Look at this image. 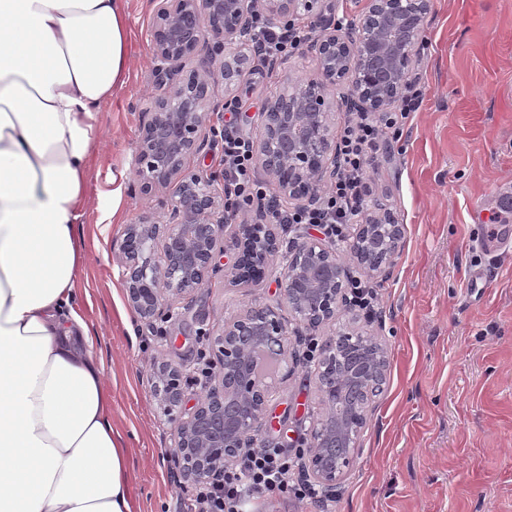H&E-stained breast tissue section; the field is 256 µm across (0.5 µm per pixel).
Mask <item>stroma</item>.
<instances>
[{
  "label": "stroma",
  "instance_id": "1",
  "mask_svg": "<svg viewBox=\"0 0 512 512\" xmlns=\"http://www.w3.org/2000/svg\"><path fill=\"white\" fill-rule=\"evenodd\" d=\"M152 0H126L139 52L125 85L98 115L99 147L81 221L89 255L77 274L80 314L112 392V424L132 462L135 512H181L192 488L180 477L171 426L150 389L161 362L196 367L207 337L251 303L277 304L275 283L230 284L234 253L209 284L184 298L163 334L139 326L128 307L112 247L127 224L163 216L167 194H143L134 174L142 113L156 91L147 30ZM313 71L294 54L247 72L237 85L241 133L257 136L267 100L287 76ZM423 103L400 153L381 161L373 194L404 226L396 264L374 279L381 304L372 329L388 352L387 383L373 403L345 486L330 512H512V246L483 289L468 280L491 243L485 225L512 191V0H435L413 63ZM308 336L272 374L271 408L285 436L304 434L318 413L316 380L299 364Z\"/></svg>",
  "mask_w": 512,
  "mask_h": 512
}]
</instances>
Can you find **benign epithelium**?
Instances as JSON below:
<instances>
[{
	"instance_id": "7a95c632",
	"label": "benign epithelium",
	"mask_w": 512,
	"mask_h": 512,
	"mask_svg": "<svg viewBox=\"0 0 512 512\" xmlns=\"http://www.w3.org/2000/svg\"><path fill=\"white\" fill-rule=\"evenodd\" d=\"M278 23L307 16L319 29L303 48L314 61L308 79L288 80L270 99L262 127L253 142L255 168L277 196L296 209L316 206L321 189L336 178L335 115L384 112L410 83L424 23L434 0H366L354 24L336 27V0H155L149 40L159 88L147 108L139 131L136 176L144 194L168 192L164 219L141 215L126 225L116 243L121 283L130 309L149 328L178 320L177 303L205 287L219 271L216 257L228 249L238 252L232 268L237 286L263 281L279 251L272 224L224 223V190L204 167L186 166L189 157H207L215 139L211 117L216 110L212 83L224 80L231 93L245 70L259 62L240 45L251 31L255 8ZM202 57L201 65L184 72L185 63ZM346 84L338 99L331 89ZM379 225L388 237L375 262L368 261L359 241ZM403 225L376 196L365 223L346 246L353 263L369 278L394 264L401 249ZM281 303L295 321L284 322L280 306L256 303L224 323L210 340L220 367L219 379L193 407L183 412L186 368L166 364L151 376L152 392L172 424V448L185 483L208 485L245 453L259 446L272 428L268 402L274 382L258 373L256 354L246 338L277 346L288 359L289 336L303 328L319 331L336 319L340 308L359 318L349 299L353 276L336 241L305 228L288 242V255L274 272ZM361 327L330 335L322 344L318 364L336 365V348L345 337L360 335ZM377 350L374 376L387 374L386 348L369 334ZM322 414L312 421L301 476L327 492L336 493L360 454L359 438L368 421V402L355 401L336 414V386L317 368Z\"/></svg>"
}]
</instances>
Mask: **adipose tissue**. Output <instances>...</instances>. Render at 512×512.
<instances>
[{
	"mask_svg": "<svg viewBox=\"0 0 512 512\" xmlns=\"http://www.w3.org/2000/svg\"><path fill=\"white\" fill-rule=\"evenodd\" d=\"M133 54L124 0H0V512H134L77 299L96 115Z\"/></svg>",
	"mask_w": 512,
	"mask_h": 512,
	"instance_id": "adipose-tissue-1",
	"label": "adipose tissue"
}]
</instances>
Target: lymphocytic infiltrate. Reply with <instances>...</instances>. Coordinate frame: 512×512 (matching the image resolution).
Wrapping results in <instances>:
<instances>
[{
    "mask_svg": "<svg viewBox=\"0 0 512 512\" xmlns=\"http://www.w3.org/2000/svg\"><path fill=\"white\" fill-rule=\"evenodd\" d=\"M316 34L314 26L287 28L268 23L257 15L251 55L261 61L285 59ZM423 93L408 87L392 111L379 115L357 112L346 119L337 143L339 172L324 193L321 204L310 211L281 206L268 184L254 169L251 141L232 124H225L221 159L224 177V221L236 223L240 216L263 215L273 224H309L335 240L347 237L349 225L363 223L370 208L371 172L384 153L401 142L412 112L419 109ZM294 456L275 444L252 449L239 463L224 471L215 488L198 489L190 498V512H240L247 499L279 493L325 508L326 501L314 485L296 472Z\"/></svg>",
    "mask_w": 512,
    "mask_h": 512,
    "instance_id": "f902f5d3",
    "label": "lymphocytic infiltrate"
}]
</instances>
